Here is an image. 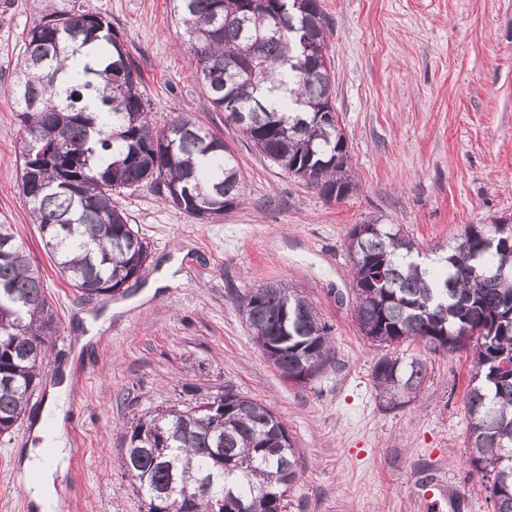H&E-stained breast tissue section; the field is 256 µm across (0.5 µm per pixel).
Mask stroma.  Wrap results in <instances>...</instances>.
<instances>
[{
  "label": "stroma",
  "mask_w": 512,
  "mask_h": 512,
  "mask_svg": "<svg viewBox=\"0 0 512 512\" xmlns=\"http://www.w3.org/2000/svg\"><path fill=\"white\" fill-rule=\"evenodd\" d=\"M332 90L358 184L326 201L264 158L212 111L173 14V0H0V223L12 225L60 320L49 363L11 434L0 437V512H33L21 454L47 386L68 377L69 464L62 512H143L120 465L133 415L230 389L269 406L299 454L287 512H425L418 484L452 489L444 512H491L469 467L466 386L472 358L426 350L419 400L380 405L371 370L381 347L354 319L347 235L391 224L421 250L451 245L471 224L512 222V0H322ZM108 17L139 69L154 118L187 112L234 153L240 204L209 222L143 186L120 206L149 246L138 280L112 300L80 296L55 272L20 194L23 130L9 95L24 40L44 15ZM174 282L157 287L164 271ZM300 288L334 339L336 358L310 384L267 361L239 311L252 288ZM110 315L80 344L86 319ZM193 393H185V386Z\"/></svg>",
  "instance_id": "35a3bbf8"
}]
</instances>
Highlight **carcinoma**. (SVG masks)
Wrapping results in <instances>:
<instances>
[{"label": "carcinoma", "mask_w": 512, "mask_h": 512, "mask_svg": "<svg viewBox=\"0 0 512 512\" xmlns=\"http://www.w3.org/2000/svg\"><path fill=\"white\" fill-rule=\"evenodd\" d=\"M210 107L256 151L328 199L356 189L333 100L322 0H176ZM107 17L51 12L25 37L11 96L24 129L20 189L57 273L87 298H109L138 276L148 244L115 201L154 187L169 206L210 220L237 206L240 171L224 140L180 113L159 125L140 73ZM313 47L317 57L305 54ZM247 62L255 77L237 64ZM94 96L106 107L88 111ZM471 224L448 254L424 256L387 224L348 233L360 332L379 347L421 340L431 351L468 350L471 473L492 512H512V235ZM239 307L262 354L308 385L335 360L330 327L297 288L271 282ZM58 318L39 270L0 224V436L20 423ZM419 357L388 351L372 368L383 406L416 400ZM123 475L145 504L188 485L197 512H286L298 458L285 423L231 389L220 399L158 407L133 417Z\"/></svg>", "instance_id": "1"}]
</instances>
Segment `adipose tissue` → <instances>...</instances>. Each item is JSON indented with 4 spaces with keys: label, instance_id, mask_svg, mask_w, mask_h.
<instances>
[{
    "label": "adipose tissue",
    "instance_id": "1",
    "mask_svg": "<svg viewBox=\"0 0 512 512\" xmlns=\"http://www.w3.org/2000/svg\"><path fill=\"white\" fill-rule=\"evenodd\" d=\"M67 384L49 388L41 420L31 432L22 461L23 483L33 484L32 501L38 512H61L63 501L57 493V477L66 466Z\"/></svg>",
    "mask_w": 512,
    "mask_h": 512
}]
</instances>
